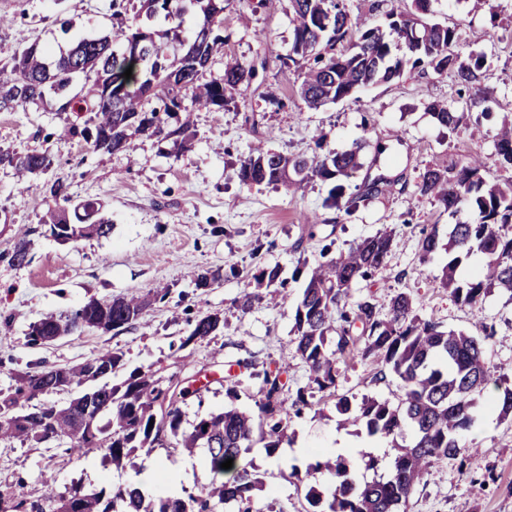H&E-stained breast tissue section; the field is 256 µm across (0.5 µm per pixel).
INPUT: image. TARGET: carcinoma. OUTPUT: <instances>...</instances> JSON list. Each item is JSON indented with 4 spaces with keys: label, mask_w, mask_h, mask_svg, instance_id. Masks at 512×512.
<instances>
[{
    "label": "carcinoma",
    "mask_w": 512,
    "mask_h": 512,
    "mask_svg": "<svg viewBox=\"0 0 512 512\" xmlns=\"http://www.w3.org/2000/svg\"><path fill=\"white\" fill-rule=\"evenodd\" d=\"M126 2L112 0V18L118 24L108 35L83 38L55 55L35 44L28 46L10 66L0 67V110L46 108L53 95H69L61 111L72 112L77 123L70 127L94 151L115 154L130 149L137 135L164 133L160 114L186 112L185 101L204 108L224 107L225 93L236 90L253 76L254 69L240 62L227 64L224 74L209 81L203 75L211 60L224 48L220 34L224 26V0H136L138 7L126 19ZM293 16V63L313 60L300 87L304 101L314 107L338 102L358 88L389 82L405 73L428 66L437 74L454 71L459 83L469 88L480 82L483 61L461 60L457 46L461 34L439 23L420 25L404 12L387 15L388 30L354 20L345 0H288ZM196 16L191 43L194 56L175 54L170 43L179 39L183 17ZM162 18L171 27L155 29ZM347 47L335 52V46ZM132 68L131 78L122 74ZM84 78L86 89L72 92L73 83ZM436 122L455 132L465 113L431 102L427 106ZM496 153L502 167L512 168V121L505 120L496 137ZM361 146L323 157L306 158L265 150L261 147L241 161L238 177L247 185H282L298 189L318 178L331 185L333 205L354 212L362 201L385 197L403 174L368 176L346 193V181L363 167ZM0 164L20 177L48 170L47 152L18 154L0 150ZM482 161H472L453 171L428 167L414 183V193L430 196L453 217L467 209L464 222L448 225L447 242L436 230L419 241L422 260L439 250L448 262L438 278V287L448 291L461 305L473 307L493 289L512 301V179L501 184L482 174ZM55 206L48 211L51 235L76 241L82 237H107L112 221L101 215L97 203L88 201L72 209L65 185L50 186ZM393 238L381 230L366 237L336 258L321 262L308 273L302 298L294 313L296 351L308 368V384L288 397V386L278 369L256 374L261 379L257 412L236 408L210 412L198 418L191 429L182 428L177 403L202 399L207 385L191 380L172 396L159 386L151 371L132 370L119 385L105 379L118 368L123 355L108 351L73 367L59 368L40 363L18 376L17 384L0 390V438L40 444L50 440L70 443L67 452L97 454L101 463L119 467L139 450L156 448L202 453L212 473L210 484L197 493L148 492L135 484L91 489L81 482L65 494H55L49 482L44 493L18 502L21 512H256L255 495L264 480L246 461L254 442L264 443L268 456L280 448L290 415L312 406L314 392L321 398L335 395L338 366L356 358L370 359L380 366L379 374L390 373L400 382L398 403L364 396H342L336 402L341 426H360L371 437L387 439L393 455L388 471L380 472L381 459L370 455L368 470L378 473L372 481L355 477L351 458L324 454L308 463L306 470L291 466L290 477L321 473L328 487L307 485V512H398L415 489L426 483L435 462L459 459L469 451L464 435L478 421V399L489 386L497 395L491 406L501 420L512 419V387L484 359V346L491 334L477 336L446 329L442 323L421 318L406 293L391 298L387 317L379 316L371 297L356 298L352 289L387 269ZM479 252L486 259L484 271L467 280L456 273L462 262ZM147 302L138 298L91 301L75 310L66 322L47 316L30 327L28 344L46 345L65 334L97 329H123L139 319ZM224 327V317L207 313L197 317L182 343L203 340ZM79 392L56 412L40 411L42 396ZM95 403L88 405L87 395ZM95 417L94 433L75 437L85 417ZM233 459L229 470L221 468Z\"/></svg>",
    "instance_id": "cac0c4a2"
}]
</instances>
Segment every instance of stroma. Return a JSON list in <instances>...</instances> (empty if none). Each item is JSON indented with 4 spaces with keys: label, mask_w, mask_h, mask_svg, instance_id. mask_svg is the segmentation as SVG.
<instances>
[{
    "label": "stroma",
    "mask_w": 512,
    "mask_h": 512,
    "mask_svg": "<svg viewBox=\"0 0 512 512\" xmlns=\"http://www.w3.org/2000/svg\"><path fill=\"white\" fill-rule=\"evenodd\" d=\"M425 19L460 30L462 57H483L481 86L488 93L483 111L468 110V92L455 73L439 75L428 67L308 108L299 94L304 65L284 63L293 38L289 11L260 0H226L224 53L214 58L206 76L222 75L232 59L253 67L255 76L226 96L223 108L168 120L170 130L190 120L187 149L140 136L133 149L109 155L68 133L72 113L0 111V149L45 150L53 158L49 170L22 182L11 167L0 166V389L10 387L13 375L29 365L71 367L112 350L125 361L112 376L116 384L136 368L177 380L206 373L209 390L202 400L180 406L185 423L224 408L255 411L259 371L279 364L290 388L307 383L308 369L292 332L304 272L321 261L323 246L336 255L387 227L393 231L388 267L359 282L355 295L371 296L384 317L392 296L404 292L420 317L475 335L492 331L485 358L512 378V302L494 293L478 307L456 304L436 283L446 253L419 261L423 229L434 224L440 234L448 232V214L435 201L395 190L347 215L327 204L330 186L322 181L293 191L246 186L238 178L241 160L258 144L313 157L349 150L363 140V166L349 179L352 187L378 173H401L412 183L426 166L460 167L476 155L487 180L504 179L495 139L502 116L512 113V0H486L478 8L471 0H430ZM111 26L112 0H0V65L31 44L58 50ZM271 89L277 92L273 101L267 97ZM433 101L467 112L465 124L448 133L426 109ZM58 179L67 187L70 205L87 199L100 204L112 221L109 237L70 243L51 237L43 218L51 202L49 187ZM21 231L31 246L20 266L12 262L11 250ZM275 265L288 290L287 301L278 303L254 279L259 269ZM201 270L216 275L210 287L193 281L192 272ZM162 287L166 297L153 299ZM132 295L152 302L121 331L91 330L40 347L27 343L30 325L46 316ZM213 312L223 314V329L187 343L194 320ZM246 361L251 369H243ZM376 373L369 360L340 366L337 396L397 402L398 380L391 375L380 380ZM341 437L352 442L351 456L361 459L365 431L337 427L330 398L292 417L276 457L255 445L250 457L266 482L260 512H306L303 493L288 478L291 468L306 466L315 451ZM468 440L471 450L464 461L436 462L432 478L414 491L404 512H512V421L483 412ZM159 459L181 470L186 490L212 480L200 456L179 451L139 452L123 467L106 468L99 457L69 455L55 441L36 445L0 438V492L38 497L47 476L60 492L77 480L97 488L135 482Z\"/></svg>",
    "instance_id": "obj_1"
}]
</instances>
